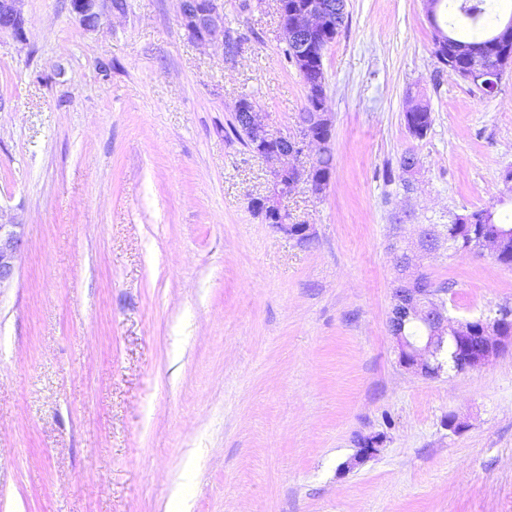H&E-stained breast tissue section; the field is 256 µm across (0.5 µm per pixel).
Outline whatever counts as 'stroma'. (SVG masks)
<instances>
[{
    "instance_id": "stroma-1",
    "label": "stroma",
    "mask_w": 512,
    "mask_h": 512,
    "mask_svg": "<svg viewBox=\"0 0 512 512\" xmlns=\"http://www.w3.org/2000/svg\"><path fill=\"white\" fill-rule=\"evenodd\" d=\"M223 3L232 57L177 0L92 31L25 0V41L0 36V220L24 234L0 290V512H512V345L424 378L388 331L403 249L449 316L512 309V267L417 247L422 225L512 213V69L484 96L440 70L422 0H346L330 180L285 201L301 243L255 209L268 169L230 125L246 97L293 129L306 90L273 0ZM367 436L378 455L349 467Z\"/></svg>"
}]
</instances>
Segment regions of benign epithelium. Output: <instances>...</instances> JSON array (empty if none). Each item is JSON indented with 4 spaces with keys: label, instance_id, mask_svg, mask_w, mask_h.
<instances>
[{
    "label": "benign epithelium",
    "instance_id": "1",
    "mask_svg": "<svg viewBox=\"0 0 512 512\" xmlns=\"http://www.w3.org/2000/svg\"><path fill=\"white\" fill-rule=\"evenodd\" d=\"M182 26L195 41L228 45L224 34V4L221 0H177ZM286 0H277L280 16V40L296 46L298 62L305 65L316 58L320 49L330 44L339 16L345 9V0H306L297 8H287ZM426 15L434 34L438 49L437 62L441 67H452L456 57L466 58V69L457 77L474 85L485 95L491 96L498 90L502 77L512 65V17L499 28L491 50L476 52L468 47L450 42L447 33L437 25V3L423 0ZM72 13L80 26L86 30L99 27L106 13L123 11L118 0H69ZM24 0H0V35L10 34L18 40L24 39L25 18ZM320 102L308 112L301 113L296 128L291 132L273 131L265 122L262 113L255 105L241 100L234 105V112L248 129L253 139L252 152L265 161L271 176L268 193L255 200V207L266 221H275V228L288 233L291 217L283 200L297 187L307 181L313 190L320 194L325 181L315 176V162L308 166L300 164V158L310 147L319 152H330L333 136V114L325 108L321 98L325 94L314 88ZM444 239L436 230L421 228L418 246L425 251H439L445 247ZM505 244L502 231L495 228L480 234L476 252H488L495 260H500ZM23 245L21 225L0 221V289L13 282L16 261ZM412 259L407 251L399 255L401 283L393 289V304L388 321L389 332L395 342L398 361L406 370L423 376L435 377L440 368L436 365V354L444 342L458 347L457 371L464 372L481 368L497 356L505 345L512 341V313L502 311L493 319L477 322L462 320L448 326V315L442 305L433 299V292L426 287L421 275L409 273ZM409 323H420L427 329V336L418 341L405 333ZM379 451L376 437H369L360 443V448L350 465L359 464Z\"/></svg>",
    "mask_w": 512,
    "mask_h": 512
}]
</instances>
